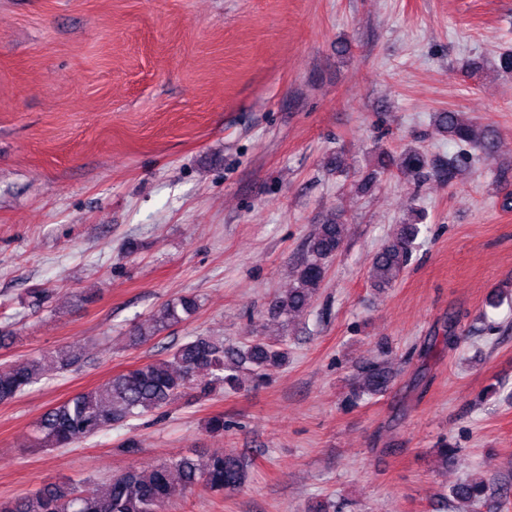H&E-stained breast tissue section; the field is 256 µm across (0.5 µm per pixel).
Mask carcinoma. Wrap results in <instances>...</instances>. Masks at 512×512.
Here are the masks:
<instances>
[{
  "mask_svg": "<svg viewBox=\"0 0 512 512\" xmlns=\"http://www.w3.org/2000/svg\"><path fill=\"white\" fill-rule=\"evenodd\" d=\"M433 126L436 132L449 135L460 145L476 147L487 156L493 152L492 142L479 135L477 126L457 111L435 113ZM428 166V157L415 149H406L397 156L383 148L374 151L377 175L396 171L414 177ZM423 219L422 212L411 213L399 225L392 242L374 255V285L390 287L398 280L408 265ZM342 233L343 225L336 222L318 225L309 240V256L296 270L295 285L288 289V295L274 301L275 309L287 316H297L308 309L324 280L328 259L339 251ZM197 309V298L192 295L163 304L150 316V327H135L130 340L146 343ZM82 359L81 350L70 346L48 356L0 367V403L22 395L49 372L64 373ZM287 362L286 347L261 337L253 339L244 350L235 351L220 341L196 336L171 348L163 358L117 374L100 386L52 406L38 421L37 441L44 448L66 447L107 432L116 424L166 408L188 389L206 397L224 385L239 387L242 369L259 378L268 367ZM361 380L362 392L373 395L387 388L390 376L384 367L371 364L363 369ZM246 480V465L239 456L194 453L148 469L132 465L88 491H80L69 482L50 483L31 496L0 502V512H163L173 497L198 484L224 494L240 490ZM485 494L482 480L463 481L450 490V497L461 505V512H470Z\"/></svg>",
  "mask_w": 512,
  "mask_h": 512,
  "instance_id": "1",
  "label": "carcinoma"
}]
</instances>
